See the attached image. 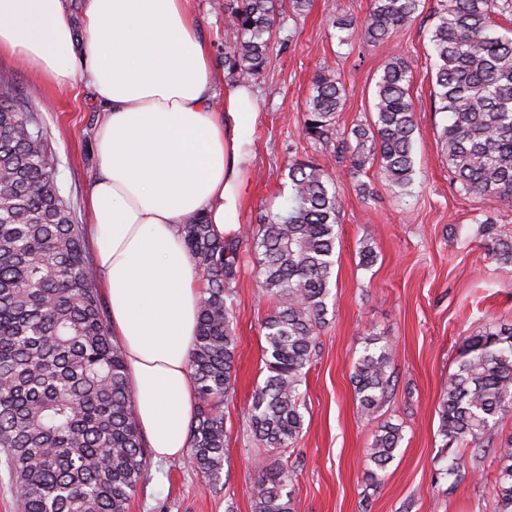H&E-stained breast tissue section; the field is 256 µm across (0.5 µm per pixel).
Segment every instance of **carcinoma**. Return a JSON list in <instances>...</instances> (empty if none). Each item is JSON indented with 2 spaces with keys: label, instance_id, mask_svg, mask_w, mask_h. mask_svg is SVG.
Here are the masks:
<instances>
[{
  "label": "carcinoma",
  "instance_id": "carcinoma-1",
  "mask_svg": "<svg viewBox=\"0 0 512 512\" xmlns=\"http://www.w3.org/2000/svg\"><path fill=\"white\" fill-rule=\"evenodd\" d=\"M276 0L224 4L235 33L224 65L249 83L264 68L276 23ZM421 0H373L362 21L341 18L381 44L411 27ZM512 0H444L431 36L436 58L433 109L446 114L442 144L452 182L466 195L512 202ZM407 62H388L376 83L368 124L351 130L356 146L333 145L345 89L319 70L304 107L303 137L349 159L352 173L378 164L405 195L414 182L416 109ZM342 199L333 180L306 159L288 168L283 212L260 217L230 237L196 214L181 225L184 243L205 281L200 323L189 354L198 412L189 429L187 463L217 479L224 470V400L235 393L237 337L233 283L242 245L257 254L262 295L275 302L263 329L268 375L252 397L251 437L264 447L250 487L254 512H294L288 465L304 426L301 386L325 325L337 218ZM480 224L491 257L512 265V239L497 237L492 217ZM392 350L368 339L354 364L355 393L371 415L383 403ZM512 410V327L490 322L464 339L458 370L448 377L438 435L448 450L481 447ZM401 428L379 426L368 460L383 470L394 459ZM493 486L499 512H512V439L497 449ZM0 453L15 481L20 512H127L149 467L134 414L124 353L107 328L83 227L57 179L38 106L0 82Z\"/></svg>",
  "mask_w": 512,
  "mask_h": 512
}]
</instances>
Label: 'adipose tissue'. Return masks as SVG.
Masks as SVG:
<instances>
[{"instance_id": "ef3b65f1", "label": "adipose tissue", "mask_w": 512, "mask_h": 512, "mask_svg": "<svg viewBox=\"0 0 512 512\" xmlns=\"http://www.w3.org/2000/svg\"><path fill=\"white\" fill-rule=\"evenodd\" d=\"M83 14L79 35L62 0H0V54L58 86L84 75L104 106L91 245L139 428L167 461L186 455L197 410L202 277L181 225L201 214L237 233L260 114L248 84L219 83L190 0H84Z\"/></svg>"}]
</instances>
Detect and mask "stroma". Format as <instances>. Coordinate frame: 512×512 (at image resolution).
Returning <instances> with one entry per match:
<instances>
[{"instance_id": "stroma-1", "label": "stroma", "mask_w": 512, "mask_h": 512, "mask_svg": "<svg viewBox=\"0 0 512 512\" xmlns=\"http://www.w3.org/2000/svg\"><path fill=\"white\" fill-rule=\"evenodd\" d=\"M371 0H312L296 11L281 0L267 66L251 83L260 120L248 166L242 221L280 212L291 161L312 158L332 177L344 200L338 220L331 294L325 326L303 392L305 423L288 453L295 512H497L493 493L499 459L494 449H458L465 474L450 484L448 451L438 434L444 385L459 364L465 337L488 322L512 324V265L491 259L475 219L491 213L497 233L512 238V204L489 205L459 193L441 145L442 113L431 109L435 74L430 37L441 0H422L409 29L381 45L341 42L340 17L363 18ZM216 66L234 34L213 0H192ZM401 57L414 74L417 107L414 184L402 195L377 167L351 175L347 160L316 148L301 135L304 104L315 73L335 70L347 89L336 134L369 120L376 83L387 62ZM0 81L20 94L37 90L39 114L58 160V181L87 224L86 198L98 171L95 133L102 106L82 77L60 88L41 81L10 55L0 56ZM371 245L376 262L362 266ZM255 256L242 247L234 288L236 389L224 404L225 461L220 481L193 471L185 460L151 463L128 512H253L248 489L256 478L258 449L247 431L251 396L267 376L263 322L272 309L262 298ZM383 337L393 351L383 405L365 417L351 380L367 339ZM400 425L396 457L370 479L367 450L384 422Z\"/></svg>"}]
</instances>
